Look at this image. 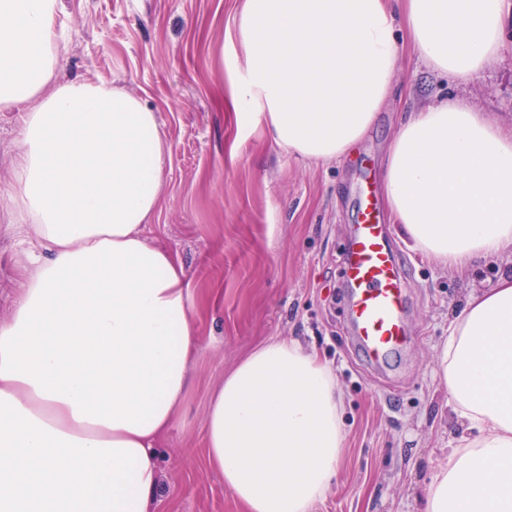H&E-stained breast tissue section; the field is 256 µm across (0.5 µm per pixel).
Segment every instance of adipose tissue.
<instances>
[{"label":"adipose tissue","instance_id":"obj_1","mask_svg":"<svg viewBox=\"0 0 512 512\" xmlns=\"http://www.w3.org/2000/svg\"><path fill=\"white\" fill-rule=\"evenodd\" d=\"M506 15V0H244L236 119L289 155L341 158L394 94L398 27L464 82L505 52ZM65 32L60 0H0V111L23 108L8 203L28 242L0 322V512H157L201 307L145 235L171 144L113 81H57ZM382 188L411 249L451 268L512 253V132L467 100L408 114ZM436 360L465 438L424 512H512V269L469 292ZM345 446L336 375L298 341L259 346L209 397L204 456L244 512H312Z\"/></svg>","mask_w":512,"mask_h":512}]
</instances>
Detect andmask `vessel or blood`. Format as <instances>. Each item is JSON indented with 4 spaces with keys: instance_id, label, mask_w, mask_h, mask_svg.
<instances>
[{
    "instance_id": "obj_1",
    "label": "vessel or blood",
    "mask_w": 512,
    "mask_h": 512,
    "mask_svg": "<svg viewBox=\"0 0 512 512\" xmlns=\"http://www.w3.org/2000/svg\"><path fill=\"white\" fill-rule=\"evenodd\" d=\"M341 274L356 346L371 365L389 366L409 340L406 299L400 265L371 191L363 193V219L353 227Z\"/></svg>"
}]
</instances>
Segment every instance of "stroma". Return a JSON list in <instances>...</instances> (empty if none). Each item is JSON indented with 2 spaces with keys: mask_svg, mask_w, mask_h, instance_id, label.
Listing matches in <instances>:
<instances>
[{
  "mask_svg": "<svg viewBox=\"0 0 512 512\" xmlns=\"http://www.w3.org/2000/svg\"><path fill=\"white\" fill-rule=\"evenodd\" d=\"M241 3L62 0L70 33L55 75L115 81L156 112L172 156L147 235L181 259L205 301L194 320L201 347L192 383L162 443L159 512H242L203 456L208 396L272 339L313 348L344 396V461L313 512H422L435 467L461 445L435 377V347L469 290L495 283L505 261L451 270L391 234L405 268L410 339L383 370L370 367L353 342L341 262L361 219L362 182L383 194L382 168L403 114L463 96L511 131L512 60L459 82L435 73L400 33L395 93L352 154L299 159L262 127L237 124L222 102L238 64L228 32ZM18 114L0 112V321L9 316L23 260L8 211Z\"/></svg>",
  "mask_w": 512,
  "mask_h": 512,
  "instance_id": "stroma-1",
  "label": "stroma"
}]
</instances>
